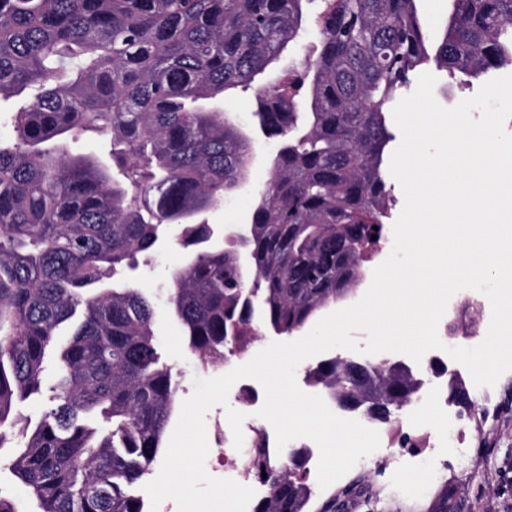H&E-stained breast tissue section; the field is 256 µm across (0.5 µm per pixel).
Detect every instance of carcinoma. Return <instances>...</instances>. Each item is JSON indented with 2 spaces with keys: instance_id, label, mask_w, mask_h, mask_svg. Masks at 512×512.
<instances>
[{
  "instance_id": "cac0c4a2",
  "label": "carcinoma",
  "mask_w": 512,
  "mask_h": 512,
  "mask_svg": "<svg viewBox=\"0 0 512 512\" xmlns=\"http://www.w3.org/2000/svg\"><path fill=\"white\" fill-rule=\"evenodd\" d=\"M312 0H0V99L27 93L0 137V460L34 512H146L133 484L161 456L177 383L151 302L116 276L182 224L171 313L206 364L267 331L305 332L381 251L387 109L433 64L478 80L512 65V0H448L431 41L418 0H324L302 66L255 95L278 140L244 236L199 216L246 181L254 140L205 102L254 85L295 41ZM104 141L107 160L83 146ZM72 327L60 342L63 326ZM53 373L54 407L13 445L21 402ZM307 381L394 424L411 371L338 357ZM448 402L474 403L448 380ZM253 512H309L310 450L255 431ZM429 512H461L443 486Z\"/></svg>"
}]
</instances>
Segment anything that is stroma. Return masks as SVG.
I'll list each match as a JSON object with an SVG mask.
<instances>
[{"instance_id": "obj_1", "label": "stroma", "mask_w": 512, "mask_h": 512, "mask_svg": "<svg viewBox=\"0 0 512 512\" xmlns=\"http://www.w3.org/2000/svg\"><path fill=\"white\" fill-rule=\"evenodd\" d=\"M242 130L253 135L256 149L246 183L228 194L223 204L205 213V220L216 230L249 223L255 196L269 178V165L276 152L275 140L257 134L252 113L255 109L254 90H236L216 104ZM182 229L174 225L168 239L161 241L149 260L126 271L122 286L138 289L153 304L154 331L164 361L171 366L179 383L178 400L191 396L194 378L223 375L220 366H202L183 336V331L167 304L166 288L174 268L183 261V251L177 245ZM470 394L479 407L493 406V422L476 428L474 421L453 416L447 429L465 436L475 458L467 474L449 473L447 483L462 500L465 512H512V378L503 381L495 398H487L481 388L471 387ZM365 486L367 498L354 512H427L437 488L431 485L425 471L407 468L393 471L386 468L365 478L347 473L315 496L314 506H321L330 496L354 486Z\"/></svg>"}]
</instances>
